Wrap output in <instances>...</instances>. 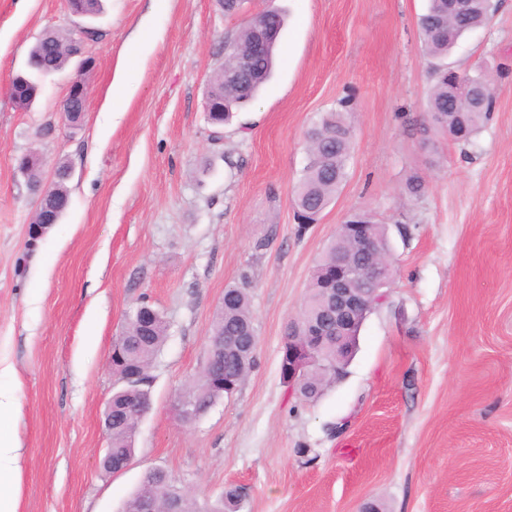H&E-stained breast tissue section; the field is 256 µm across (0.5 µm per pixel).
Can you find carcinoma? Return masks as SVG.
<instances>
[{
  "label": "carcinoma",
  "instance_id": "1",
  "mask_svg": "<svg viewBox=\"0 0 512 512\" xmlns=\"http://www.w3.org/2000/svg\"><path fill=\"white\" fill-rule=\"evenodd\" d=\"M494 9L492 0H471L466 11L457 13L448 7V0H430L428 11L418 21L425 54L439 60L447 56L465 34L485 25ZM258 24L264 25L270 33L282 27V20L266 13L254 15L237 34L224 41V68L216 72L210 81L214 91H224V111L214 112L211 116V124L214 126L220 127L229 122L233 110L253 100L271 76L276 50V41L271 35L268 36L267 51L254 60L253 74L249 78L238 79L229 72L234 59L249 50ZM72 38L71 34L63 36L48 30L31 47L28 59L43 62L46 67L61 71L72 59L68 49ZM449 72L450 68L446 65L439 63L434 66L435 82L428 100L427 121L440 132H448L456 125H463L470 139L490 116L493 104L487 100L482 105H474L455 97L449 91ZM36 84L33 72L20 74L12 82L11 95L31 98L37 93ZM305 139L307 163L295 188L294 198L301 230L306 228L307 222L318 220L346 182L353 145V127L345 113L325 112L306 131ZM68 169L66 163H57L56 179L50 186L53 195L69 196ZM344 223L372 225L371 235L376 243V253L383 258L390 254L387 227L378 223L372 214L355 211L346 217ZM338 253L351 258L358 256L355 242L342 230L313 270L308 294L299 312L303 319L311 318L326 302L325 292L319 286V276L322 269L336 264ZM167 331L166 321L159 312L149 328L142 326L136 314L127 315L122 336L129 345L132 366L140 375L141 384L124 385L112 394L114 402L124 405L136 401L151 404L150 368L166 341ZM228 336L240 337V348L236 356L224 357V373L242 382L253 366L258 342L250 295L243 286L224 288V303L214 315L209 340L220 344ZM334 382L336 371L312 368L293 389L301 401L314 402ZM223 395L220 384L209 378L208 368L205 367L183 398L189 403L198 401L203 410ZM138 423L139 419L132 414H112V466L123 464L133 455ZM245 497L244 490L229 487L222 492L216 506L206 511L188 491L177 487L167 473L153 470L146 475L140 490L129 500L125 512H145L150 500L161 508L168 506L177 512H239Z\"/></svg>",
  "mask_w": 512,
  "mask_h": 512
}]
</instances>
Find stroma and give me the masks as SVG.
<instances>
[{"mask_svg": "<svg viewBox=\"0 0 512 512\" xmlns=\"http://www.w3.org/2000/svg\"><path fill=\"white\" fill-rule=\"evenodd\" d=\"M103 3L88 19L64 0H0V381L17 397V512H122L154 467L202 504L243 487L241 512H512V0L447 58L461 73L484 69L498 92L466 145L424 126L433 78L418 19L429 0H248L234 15L218 0ZM262 12L285 18L273 76L214 139L204 101L224 40ZM82 27L94 68L81 129L59 112L72 64L17 110L9 88L31 46ZM135 35L149 49L126 75L133 98L100 114ZM342 107L354 124L348 178L302 232L303 135ZM30 150L44 178L61 160L72 169L70 205L34 245L36 200L14 167ZM413 175L425 184L416 198L403 194ZM360 209L388 228L387 297L347 376L302 403L280 375L282 339ZM240 281L255 364L184 424L178 399L205 364L225 287ZM142 300L168 337L132 460L113 474L99 466L119 387L107 360Z\"/></svg>", "mask_w": 512, "mask_h": 512, "instance_id": "obj_1", "label": "stroma"}]
</instances>
